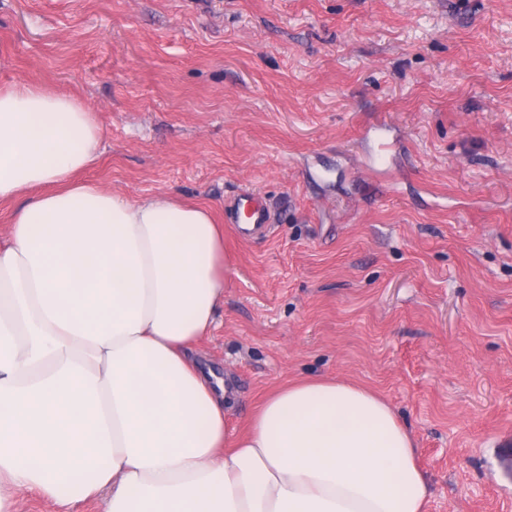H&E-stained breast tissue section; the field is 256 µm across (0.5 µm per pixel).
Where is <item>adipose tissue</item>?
<instances>
[{
    "label": "adipose tissue",
    "instance_id": "adipose-tissue-1",
    "mask_svg": "<svg viewBox=\"0 0 512 512\" xmlns=\"http://www.w3.org/2000/svg\"><path fill=\"white\" fill-rule=\"evenodd\" d=\"M102 132L81 99L0 86V512L34 491L107 512H425L427 477L387 401L288 383L245 428L195 346L224 303L210 207L83 182Z\"/></svg>",
    "mask_w": 512,
    "mask_h": 512
}]
</instances>
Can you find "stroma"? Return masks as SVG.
I'll return each mask as SVG.
<instances>
[{
  "instance_id": "35a3bbf8",
  "label": "stroma",
  "mask_w": 512,
  "mask_h": 512,
  "mask_svg": "<svg viewBox=\"0 0 512 512\" xmlns=\"http://www.w3.org/2000/svg\"><path fill=\"white\" fill-rule=\"evenodd\" d=\"M17 81L95 110L87 180L214 207L198 350L232 425L347 379L411 432L428 512H512V0H0ZM244 189L264 233L227 221Z\"/></svg>"
}]
</instances>
